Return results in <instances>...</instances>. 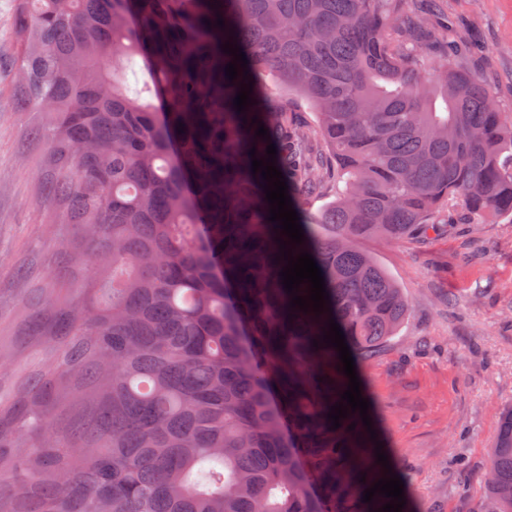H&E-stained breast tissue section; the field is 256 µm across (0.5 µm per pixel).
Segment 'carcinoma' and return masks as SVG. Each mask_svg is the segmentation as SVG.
Here are the masks:
<instances>
[{"label":"carcinoma","mask_w":512,"mask_h":512,"mask_svg":"<svg viewBox=\"0 0 512 512\" xmlns=\"http://www.w3.org/2000/svg\"><path fill=\"white\" fill-rule=\"evenodd\" d=\"M384 2L15 0L17 110L37 113L25 137L42 147L38 194L69 229L80 286L47 289L25 314L52 363L0 404V479L18 486L0 512L390 502H363L368 444L353 415L328 420L341 396L323 332L335 320L363 360L405 321L407 297L360 241L425 236L442 209L468 224L512 216V113L480 75L445 58L423 66L438 0H399V23ZM226 42L247 60L232 81ZM138 58L150 80L132 96L121 70ZM269 73L307 102L314 128L269 91ZM271 143L304 231L290 249L314 257L329 294L319 315L289 307L279 276L276 239L288 237L267 220L250 155L266 160ZM331 183L334 200L308 213ZM73 404L91 409L52 433ZM486 506L512 512V408Z\"/></svg>","instance_id":"carcinoma-1"}]
</instances>
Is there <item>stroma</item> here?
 <instances>
[{
    "label": "stroma",
    "instance_id": "stroma-1",
    "mask_svg": "<svg viewBox=\"0 0 512 512\" xmlns=\"http://www.w3.org/2000/svg\"><path fill=\"white\" fill-rule=\"evenodd\" d=\"M454 66L485 78L512 113V0H442ZM14 3L0 0V398L49 360L21 346L23 313L44 289L74 287L66 227L47 223L36 194L39 149L15 107ZM410 303L398 335L356 362L378 441L404 483L410 512H483L489 450L512 407V219L454 235L360 242Z\"/></svg>",
    "mask_w": 512,
    "mask_h": 512
}]
</instances>
